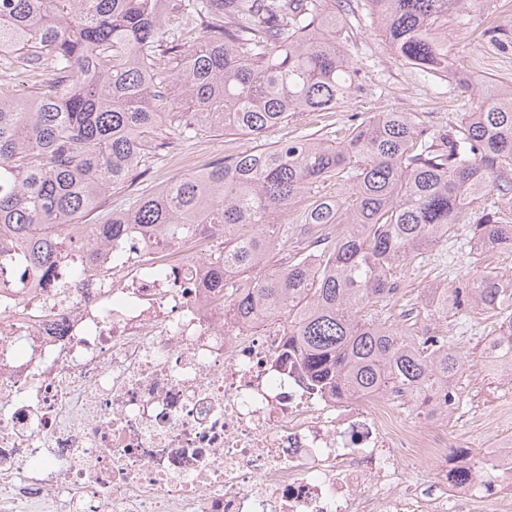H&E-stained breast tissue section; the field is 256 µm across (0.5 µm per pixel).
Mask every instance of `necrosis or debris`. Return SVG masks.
<instances>
[{
	"label": "necrosis or debris",
	"mask_w": 512,
	"mask_h": 512,
	"mask_svg": "<svg viewBox=\"0 0 512 512\" xmlns=\"http://www.w3.org/2000/svg\"><path fill=\"white\" fill-rule=\"evenodd\" d=\"M137 227L92 268L0 253V512H512V434L321 392L280 320L225 318L202 244Z\"/></svg>",
	"instance_id": "1"
}]
</instances>
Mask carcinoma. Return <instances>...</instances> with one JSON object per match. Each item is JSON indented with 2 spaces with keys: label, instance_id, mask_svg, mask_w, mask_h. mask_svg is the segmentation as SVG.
I'll list each match as a JSON object with an SVG mask.
<instances>
[{
  "label": "carcinoma",
  "instance_id": "carcinoma-1",
  "mask_svg": "<svg viewBox=\"0 0 512 512\" xmlns=\"http://www.w3.org/2000/svg\"><path fill=\"white\" fill-rule=\"evenodd\" d=\"M333 2L0 0L3 67L55 73L25 99L0 95V248L25 242L39 269L73 260L75 235L104 243L136 224L165 252L219 230L224 240L206 259L224 312L283 318L314 386L399 384L428 401L459 384L464 361L448 336L422 338L382 313L400 268L491 192L512 194V80L482 86L450 128L379 112L336 145L306 135L266 143L290 113L329 112L362 90ZM369 3L398 55L432 72L448 68L439 34L448 15L479 0ZM187 14L198 33L181 26ZM205 133L260 145L101 210L145 174L161 141ZM331 181L348 188L327 195L320 187ZM94 212L97 223H81ZM285 212L296 225L275 223ZM473 247L512 250V223L493 203L478 213ZM422 303L431 323L450 310L490 312L512 348V288L496 277L431 285Z\"/></svg>",
  "mask_w": 512,
  "mask_h": 512
}]
</instances>
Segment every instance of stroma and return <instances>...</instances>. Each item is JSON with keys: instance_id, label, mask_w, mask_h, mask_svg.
<instances>
[{"instance_id": "35a3bbf8", "label": "stroma", "mask_w": 512, "mask_h": 512, "mask_svg": "<svg viewBox=\"0 0 512 512\" xmlns=\"http://www.w3.org/2000/svg\"><path fill=\"white\" fill-rule=\"evenodd\" d=\"M344 35L349 56L359 71L362 92L331 112L292 113L286 125L267 134V141L298 135L332 139L353 121L377 112H416L427 125L449 127L470 110L477 89L487 81L512 80V8L505 0H485L476 11L451 14L447 28L441 32L448 43V61L454 71L470 79L474 86L470 92L460 88L451 75L426 73L405 63L383 35L368 0H348ZM255 145V140L240 135L205 134L188 146L170 140L142 176L140 186L157 190L188 173L186 158L209 166L224 155ZM474 229L473 217L461 219L448 241L439 242L421 262L398 271L401 290L388 312L396 326L423 325L420 291L427 286L444 284L453 288L485 270L492 271L499 280H512V252L494 250L477 255L472 248ZM494 329L490 320L474 325L453 315L431 328L432 333L454 337L453 348L466 363L460 380L462 404L450 428L452 437L464 448L485 447L491 437L478 425L477 414H503L504 431H512V389L503 387L499 374L477 369L482 343Z\"/></svg>"}]
</instances>
